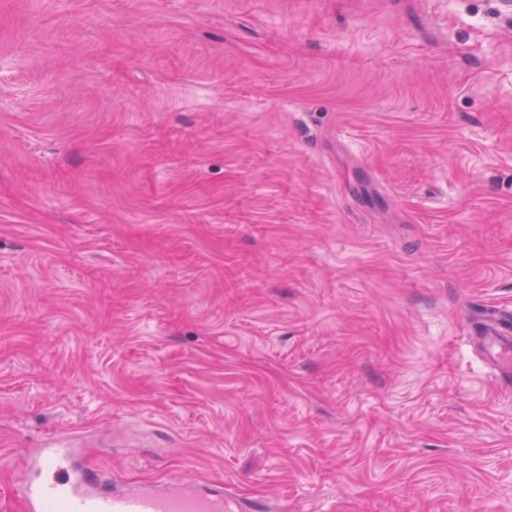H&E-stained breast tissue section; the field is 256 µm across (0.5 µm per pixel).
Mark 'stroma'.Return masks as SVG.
Masks as SVG:
<instances>
[{"instance_id": "1", "label": "stroma", "mask_w": 512, "mask_h": 512, "mask_svg": "<svg viewBox=\"0 0 512 512\" xmlns=\"http://www.w3.org/2000/svg\"><path fill=\"white\" fill-rule=\"evenodd\" d=\"M512 0H0V512L47 438L239 512H512ZM475 334L479 335L478 339L483 349L484 357L493 363L500 375L508 380L510 385L512 381L510 351L512 347V336L501 330L495 325H478L473 327Z\"/></svg>"}]
</instances>
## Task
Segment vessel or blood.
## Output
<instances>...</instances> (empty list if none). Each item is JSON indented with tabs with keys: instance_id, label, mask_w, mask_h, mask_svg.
I'll list each match as a JSON object with an SVG mask.
<instances>
[{
	"instance_id": "b4317fda",
	"label": "vessel or blood",
	"mask_w": 512,
	"mask_h": 512,
	"mask_svg": "<svg viewBox=\"0 0 512 512\" xmlns=\"http://www.w3.org/2000/svg\"><path fill=\"white\" fill-rule=\"evenodd\" d=\"M485 358L512 380V334L495 325L474 328ZM23 489L25 512H225L223 488L171 483L116 491L111 479L75 463L74 449L50 444L31 459Z\"/></svg>"
}]
</instances>
